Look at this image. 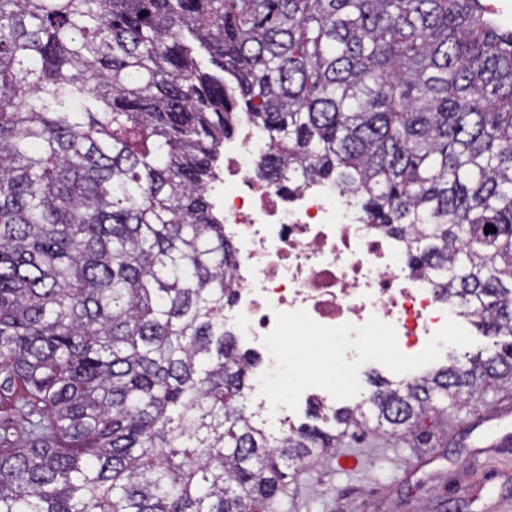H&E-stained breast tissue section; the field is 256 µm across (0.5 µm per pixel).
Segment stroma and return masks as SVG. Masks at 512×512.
Listing matches in <instances>:
<instances>
[{
	"instance_id": "obj_1",
	"label": "stroma",
	"mask_w": 512,
	"mask_h": 512,
	"mask_svg": "<svg viewBox=\"0 0 512 512\" xmlns=\"http://www.w3.org/2000/svg\"><path fill=\"white\" fill-rule=\"evenodd\" d=\"M512 403V382L476 395L448 421L406 430L397 446L346 437L358 470L310 463L288 487V512H512V446L492 448L481 421Z\"/></svg>"
}]
</instances>
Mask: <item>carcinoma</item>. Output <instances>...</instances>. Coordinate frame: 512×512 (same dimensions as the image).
I'll return each mask as SVG.
<instances>
[{"mask_svg":"<svg viewBox=\"0 0 512 512\" xmlns=\"http://www.w3.org/2000/svg\"><path fill=\"white\" fill-rule=\"evenodd\" d=\"M332 182L512 336V29L481 0H0V512H271L288 468L512 381V342L274 438L208 186ZM493 226L496 232L487 231Z\"/></svg>","mask_w":512,"mask_h":512,"instance_id":"obj_1","label":"carcinoma"}]
</instances>
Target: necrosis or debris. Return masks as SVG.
I'll list each match as a JSON object with an SVG mask.
<instances>
[{
	"instance_id": "obj_1",
	"label": "necrosis or debris",
	"mask_w": 512,
	"mask_h": 512,
	"mask_svg": "<svg viewBox=\"0 0 512 512\" xmlns=\"http://www.w3.org/2000/svg\"><path fill=\"white\" fill-rule=\"evenodd\" d=\"M222 151L224 171L209 193L234 247V301L224 310V329L239 349L262 356L245 397L255 418L287 430L307 408L326 413L336 406L316 387L294 410L272 407L260 394V376L275 365L263 338L276 313L303 310L328 327L360 326L375 317L394 326L408 356L421 353L446 320L461 321L435 276L411 266L405 240L368 223L334 185L314 183L288 193L258 179L266 135L248 119L225 137Z\"/></svg>"
}]
</instances>
